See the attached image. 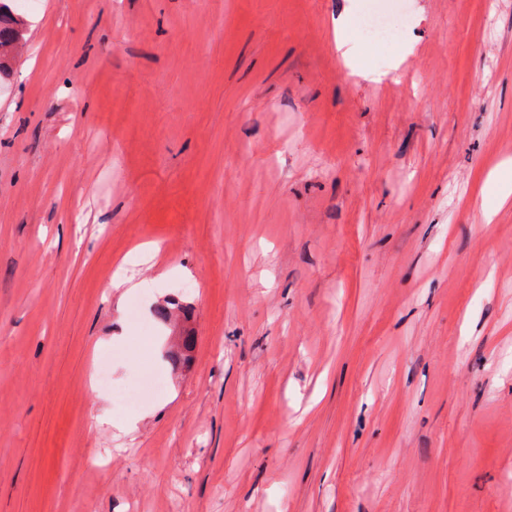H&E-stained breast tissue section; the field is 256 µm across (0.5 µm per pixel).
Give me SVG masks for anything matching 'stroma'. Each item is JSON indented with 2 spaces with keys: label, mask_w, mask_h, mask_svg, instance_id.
<instances>
[{
  "label": "stroma",
  "mask_w": 512,
  "mask_h": 512,
  "mask_svg": "<svg viewBox=\"0 0 512 512\" xmlns=\"http://www.w3.org/2000/svg\"><path fill=\"white\" fill-rule=\"evenodd\" d=\"M401 9L397 41L365 34ZM347 14L377 80L336 50ZM26 17L0 88V512H512V0Z\"/></svg>",
  "instance_id": "stroma-1"
}]
</instances>
